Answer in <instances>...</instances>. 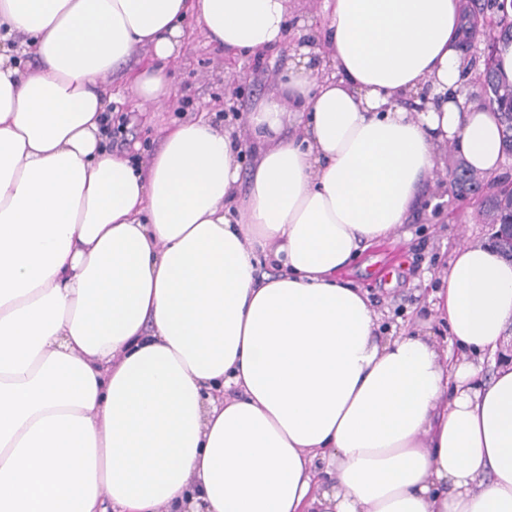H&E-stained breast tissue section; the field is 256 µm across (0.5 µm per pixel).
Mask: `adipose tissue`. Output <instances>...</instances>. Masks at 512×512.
I'll use <instances>...</instances> for the list:
<instances>
[{"instance_id": "obj_1", "label": "adipose tissue", "mask_w": 512, "mask_h": 512, "mask_svg": "<svg viewBox=\"0 0 512 512\" xmlns=\"http://www.w3.org/2000/svg\"><path fill=\"white\" fill-rule=\"evenodd\" d=\"M297 9L0 0V512H512V364L478 380L512 262L454 250L457 356L382 336L343 277L449 152L503 161L497 112L458 92L464 0H324L326 41L245 135L179 122L144 165L99 136L109 75L167 103L185 18L230 56L279 49Z\"/></svg>"}]
</instances>
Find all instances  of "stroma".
Returning <instances> with one entry per match:
<instances>
[{
    "instance_id": "1",
    "label": "stroma",
    "mask_w": 512,
    "mask_h": 512,
    "mask_svg": "<svg viewBox=\"0 0 512 512\" xmlns=\"http://www.w3.org/2000/svg\"><path fill=\"white\" fill-rule=\"evenodd\" d=\"M296 39L287 36L279 55L256 61L253 56L227 59L201 32H192L183 56L167 62L172 98L159 109H144L132 92H123L112 104L115 120L107 130L117 150L137 148L140 158L158 148L165 129L176 121L192 120L234 101L230 123L242 128L251 106L269 92L277 73L290 59ZM241 85L233 95V85ZM423 192L408 224L402 226L397 247H372L364 251L345 275L352 286L367 292L382 324L399 331L431 332L440 346L448 344V327L438 320L429 296L438 291L454 249L487 244L491 227L485 224L477 203L452 199L432 204Z\"/></svg>"
}]
</instances>
